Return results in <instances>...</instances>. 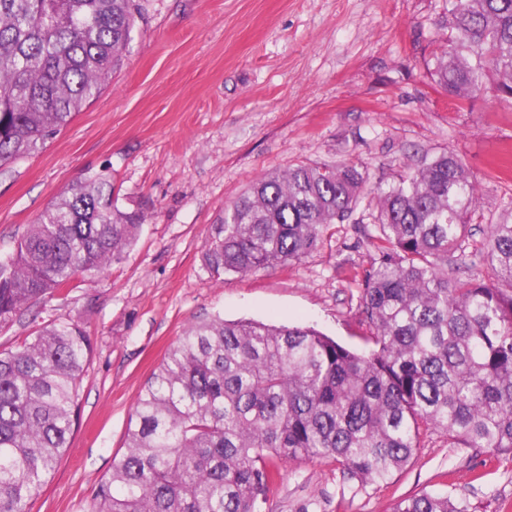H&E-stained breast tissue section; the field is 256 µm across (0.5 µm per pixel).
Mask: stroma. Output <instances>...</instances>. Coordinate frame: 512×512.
Instances as JSON below:
<instances>
[{
  "mask_svg": "<svg viewBox=\"0 0 512 512\" xmlns=\"http://www.w3.org/2000/svg\"><path fill=\"white\" fill-rule=\"evenodd\" d=\"M120 69L54 138L0 167V255L88 173L110 176L120 206L147 215L124 259L79 276L67 296L0 331V350L51 322H74L92 354L76 429L29 512H90L125 449L137 395L178 337L216 318L311 326L364 348L372 327L359 283L377 256L362 199L302 262L214 280L202 263L211 224L258 176L300 163L358 164L389 187L445 152L480 188L470 242L512 223V102L488 89L454 99L434 74L448 0H137ZM264 512H392L401 498H464L512 512V459L422 436L411 463L359 490L326 459L278 462Z\"/></svg>",
  "mask_w": 512,
  "mask_h": 512,
  "instance_id": "stroma-1",
  "label": "stroma"
}]
</instances>
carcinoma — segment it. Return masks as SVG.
<instances>
[{
  "mask_svg": "<svg viewBox=\"0 0 512 512\" xmlns=\"http://www.w3.org/2000/svg\"><path fill=\"white\" fill-rule=\"evenodd\" d=\"M136 0H0V165L36 150L123 63ZM435 73L465 101L497 76L512 101V0H449ZM356 166L262 174L211 226L212 277L302 261L363 197ZM380 245L362 279L374 332L358 352L313 327L221 318L188 329L140 391L125 451L92 512H262L274 459H332L360 487L384 485L432 430L456 448L512 458V224H491L490 274L461 278L479 190L443 153L373 190ZM144 211L94 173L55 198L0 256V328L101 273L135 243ZM90 339L48 324L0 352V512L28 504L69 448ZM393 512H469L427 493Z\"/></svg>",
  "mask_w": 512,
  "mask_h": 512,
  "instance_id": "1",
  "label": "carcinoma"
}]
</instances>
